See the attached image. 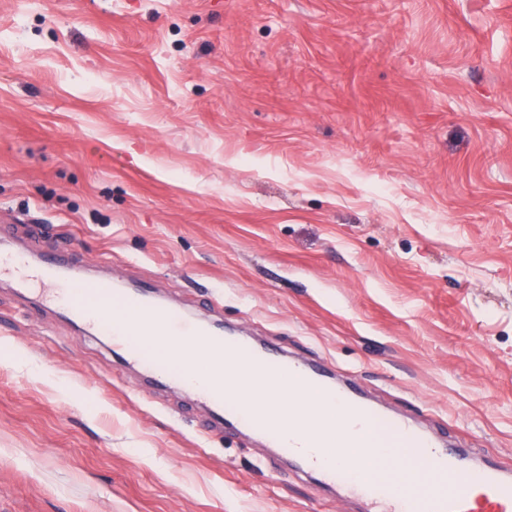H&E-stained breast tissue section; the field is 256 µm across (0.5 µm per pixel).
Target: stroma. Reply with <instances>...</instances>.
Here are the masks:
<instances>
[{"label":"stroma","instance_id":"obj_1","mask_svg":"<svg viewBox=\"0 0 512 512\" xmlns=\"http://www.w3.org/2000/svg\"><path fill=\"white\" fill-rule=\"evenodd\" d=\"M152 282L512 466V0H0V240ZM0 279V512H360Z\"/></svg>","mask_w":512,"mask_h":512}]
</instances>
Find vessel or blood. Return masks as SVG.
Masks as SVG:
<instances>
[{
	"label": "vessel or blood",
	"instance_id": "vessel-or-blood-1",
	"mask_svg": "<svg viewBox=\"0 0 512 512\" xmlns=\"http://www.w3.org/2000/svg\"><path fill=\"white\" fill-rule=\"evenodd\" d=\"M7 273L19 274L18 285L22 288L30 282L53 285V301L58 307L77 319L86 331L111 337L113 346L138 363L155 382L192 388L198 403L209 413V429L231 426L258 433L296 472L316 475L324 487L353 493L367 512L378 505L384 506L385 512H512L511 471L468 464L462 449L408 421L385 416L394 438L390 459L398 467L378 472L374 469L377 449L364 448L347 464L321 462L307 431L288 432L275 424L258 423L224 397L223 360L233 356L283 378L289 385L323 390L334 405L350 413L347 428L336 435L337 447H344L363 427L368 407L353 385L334 381L303 359L254 344L242 336L223 335L208 323L187 320L145 291L116 288L111 280L86 277L54 257L36 265L26 252L1 248L0 276ZM137 324L151 327L156 335L188 337L201 357L212 362L209 380L199 382L195 358H186L183 369L174 372L130 344L128 337Z\"/></svg>",
	"mask_w": 512,
	"mask_h": 512
}]
</instances>
